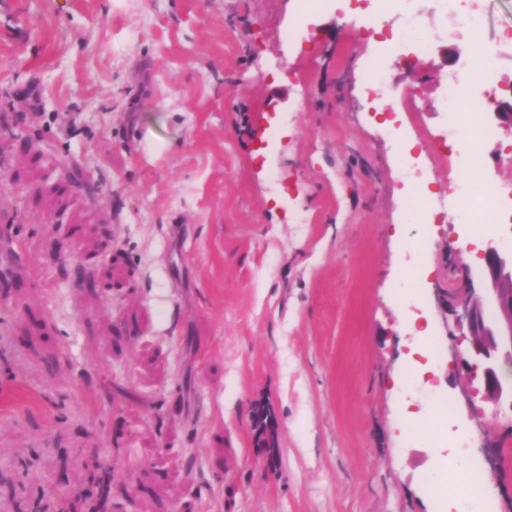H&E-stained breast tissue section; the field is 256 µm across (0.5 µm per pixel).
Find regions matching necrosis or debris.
Returning <instances> with one entry per match:
<instances>
[{
    "label": "necrosis or debris",
    "mask_w": 512,
    "mask_h": 512,
    "mask_svg": "<svg viewBox=\"0 0 512 512\" xmlns=\"http://www.w3.org/2000/svg\"><path fill=\"white\" fill-rule=\"evenodd\" d=\"M443 16L453 21L450 33L459 55L457 67L449 73L448 83L439 103L448 115V133L443 138L442 152L433 157L437 165L447 167L453 176L451 200L424 197L414 185L416 176L413 156L401 159V167L409 180L406 218L413 223H433L441 210L453 207L461 224H511L512 212L504 213L502 203L512 200V186L491 192L477 180L483 165L480 146L496 139L499 132L490 126L480 112L464 113L477 85L491 81L498 73L499 53L488 43L489 21L487 0H397L391 15L392 29L381 41L379 52L367 66L366 90L390 94L385 83L382 62L404 57L410 46L424 55L433 54L441 40L427 25L428 18Z\"/></svg>",
    "instance_id": "necrosis-or-debris-1"
}]
</instances>
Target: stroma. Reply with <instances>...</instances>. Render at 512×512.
Returning <instances> with one entry per match:
<instances>
[{"instance_id": "obj_1", "label": "stroma", "mask_w": 512, "mask_h": 512, "mask_svg": "<svg viewBox=\"0 0 512 512\" xmlns=\"http://www.w3.org/2000/svg\"><path fill=\"white\" fill-rule=\"evenodd\" d=\"M382 9L0 0V512H86L96 467L105 512H436L455 476L402 418L434 426L426 389L512 512V410L464 366L451 311L512 224L405 223L401 154L426 197L449 192L429 160L448 54L386 61L433 134L387 138L406 113L364 93Z\"/></svg>"}]
</instances>
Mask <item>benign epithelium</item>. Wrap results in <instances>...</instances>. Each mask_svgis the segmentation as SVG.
<instances>
[{
    "label": "benign epithelium",
    "mask_w": 512,
    "mask_h": 512,
    "mask_svg": "<svg viewBox=\"0 0 512 512\" xmlns=\"http://www.w3.org/2000/svg\"><path fill=\"white\" fill-rule=\"evenodd\" d=\"M466 292L475 297L457 315V325L472 341V369L483 368L485 398L512 410V383L501 380L499 367L512 366V250L493 244L485 265L466 274Z\"/></svg>",
    "instance_id": "benign-epithelium-1"
}]
</instances>
